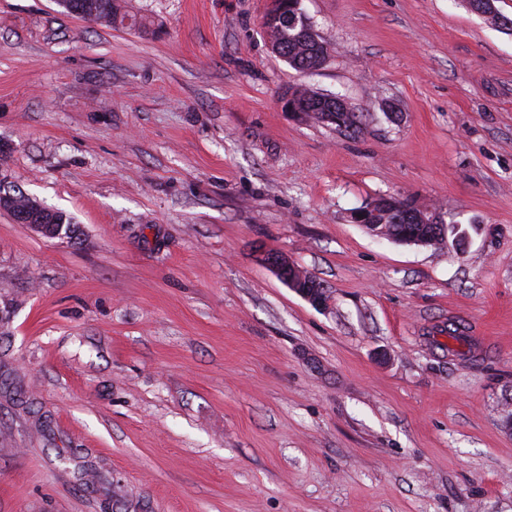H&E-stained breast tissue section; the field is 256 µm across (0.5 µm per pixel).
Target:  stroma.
Listing matches in <instances>:
<instances>
[{
	"mask_svg": "<svg viewBox=\"0 0 512 512\" xmlns=\"http://www.w3.org/2000/svg\"><path fill=\"white\" fill-rule=\"evenodd\" d=\"M119 3L0 0V188L80 228L0 210V512H512V30L301 0V73L267 0ZM304 87L361 131L283 112ZM380 196L464 251L351 223ZM60 4L70 13L74 14L76 9L96 13L100 23L104 22L112 26L123 24L124 16L121 13V6L117 0H60ZM76 11L80 17L83 16L82 11ZM89 20L88 16L82 17ZM304 25L299 19L297 25L288 28H279L277 25H268L267 31L270 42L277 47L279 55L288 57V65L297 71H306L311 68L319 52L328 48L320 40L318 43L308 35H303ZM48 209V208H45ZM22 219H25V224H29L31 228L39 233H47L53 238H69L72 235V222L71 217L67 214L48 209V213L44 215L47 224L43 223L38 214H21ZM55 223V224H54ZM263 260L288 288L313 307L323 308L326 306L327 294L324 285L288 256L279 252H267L264 254Z\"/></svg>",
	"mask_w": 512,
	"mask_h": 512,
	"instance_id": "35a3bbf8",
	"label": "stroma"
}]
</instances>
